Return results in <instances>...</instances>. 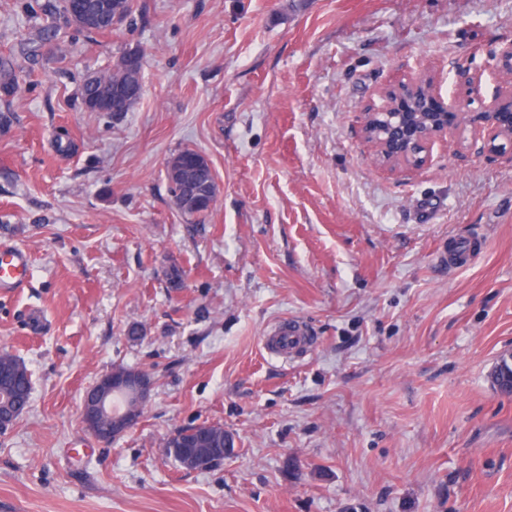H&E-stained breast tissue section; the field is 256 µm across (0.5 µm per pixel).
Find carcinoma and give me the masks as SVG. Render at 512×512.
<instances>
[{
  "label": "carcinoma",
  "instance_id": "1",
  "mask_svg": "<svg viewBox=\"0 0 512 512\" xmlns=\"http://www.w3.org/2000/svg\"><path fill=\"white\" fill-rule=\"evenodd\" d=\"M88 4L98 16L96 31L107 29L106 17L109 13L121 11L128 16L132 13V0H88ZM139 52L122 54L112 73H102L84 82L82 104L89 112H109L118 116L136 104L141 96V67L131 68L127 60ZM21 75L9 63L0 64V100L10 101L20 86ZM172 195H190L195 203L185 209V213L203 215L215 202V179L208 161L194 150L177 153L176 162L167 170ZM13 365L12 370H0V402H10V409L20 416L28 408L31 394V373L27 366L16 357L0 354V362ZM498 370L491 372L493 386L504 395L512 394V361L503 358L497 364ZM189 442L199 443L201 448H222L233 446L231 437L225 435L224 426L203 423L189 434L170 435L164 441L167 456L176 463L187 466L186 455L190 449L184 447Z\"/></svg>",
  "mask_w": 512,
  "mask_h": 512
}]
</instances>
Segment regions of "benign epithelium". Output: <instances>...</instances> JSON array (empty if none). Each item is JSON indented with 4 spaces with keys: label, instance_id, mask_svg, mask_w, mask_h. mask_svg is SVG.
<instances>
[{
    "label": "benign epithelium",
    "instance_id": "benign-epithelium-1",
    "mask_svg": "<svg viewBox=\"0 0 512 512\" xmlns=\"http://www.w3.org/2000/svg\"><path fill=\"white\" fill-rule=\"evenodd\" d=\"M490 67L493 73L503 79L512 75V43L492 54ZM457 82L465 86L466 94L462 101L453 96L443 98L436 92L435 78L420 74L386 87L381 92L382 104L370 103L365 106L362 112L364 139L373 148L382 164L389 167L422 165L427 159L428 145L448 130L459 127L464 118L471 124L487 126V147L490 151L499 150V146L495 144L499 137L512 138V84L503 87L499 95L485 105L482 111L474 112L470 106L480 95L481 74L461 70L457 73ZM421 88L424 89L427 100H436L440 104L435 119L424 130L411 126L405 120V113H394L396 102L417 96ZM378 116L389 118L390 123L383 126L382 134L372 136L370 130ZM94 388L99 393L108 394L118 389H129L133 394L135 410L126 411L115 417L112 427L93 432L101 441L110 443L127 432L140 419L151 400L153 381L147 373L140 372L130 377L111 370L96 381Z\"/></svg>",
    "mask_w": 512,
    "mask_h": 512
}]
</instances>
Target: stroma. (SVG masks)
Wrapping results in <instances>:
<instances>
[{
	"label": "stroma",
	"instance_id": "obj_1",
	"mask_svg": "<svg viewBox=\"0 0 512 512\" xmlns=\"http://www.w3.org/2000/svg\"><path fill=\"white\" fill-rule=\"evenodd\" d=\"M84 32L62 0H0V59L23 75L0 109V246L32 277L0 289V352L32 374L0 433V512H512V141L436 140L419 169L380 166L361 109L421 72L501 83L512 0H133ZM142 54L126 113L87 111L86 74ZM210 162L214 207L173 202L167 162ZM479 235L468 267L444 239ZM183 285L168 287L170 266ZM317 338L285 362L281 317ZM154 380L111 443L83 425L112 367ZM223 424L203 470L164 440ZM480 237L463 236L455 238L452 244L443 243L435 252L436 262L441 268L453 271L468 265L482 250ZM313 333L306 323L299 319L283 317L276 320L263 336L264 349L283 358L293 355L314 344Z\"/></svg>",
	"mask_w": 512,
	"mask_h": 512
}]
</instances>
